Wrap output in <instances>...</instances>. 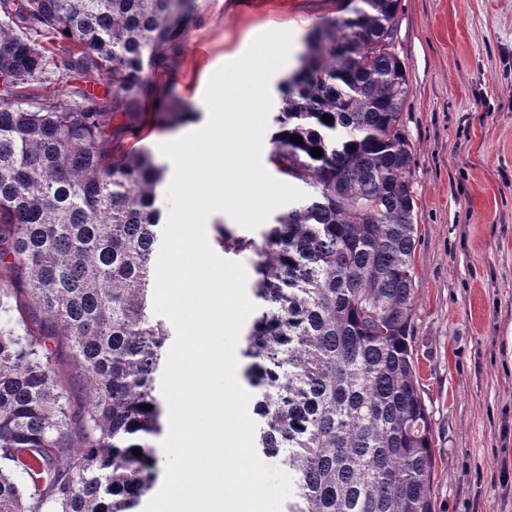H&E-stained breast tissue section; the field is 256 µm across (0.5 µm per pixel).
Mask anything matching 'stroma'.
<instances>
[{"mask_svg": "<svg viewBox=\"0 0 512 512\" xmlns=\"http://www.w3.org/2000/svg\"><path fill=\"white\" fill-rule=\"evenodd\" d=\"M346 0H193L185 32L146 103L144 145L189 125H155L163 99L203 122L213 73L253 40L293 41L272 98L312 30L347 14ZM395 50L410 94L402 122L413 152L417 224L412 350L430 412L436 512H512V0H400Z\"/></svg>", "mask_w": 512, "mask_h": 512, "instance_id": "35a3bbf8", "label": "stroma"}]
</instances>
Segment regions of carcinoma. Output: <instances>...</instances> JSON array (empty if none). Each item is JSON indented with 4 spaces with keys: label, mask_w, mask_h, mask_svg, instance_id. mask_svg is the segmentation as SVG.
Segmentation results:
<instances>
[{
    "label": "carcinoma",
    "mask_w": 512,
    "mask_h": 512,
    "mask_svg": "<svg viewBox=\"0 0 512 512\" xmlns=\"http://www.w3.org/2000/svg\"><path fill=\"white\" fill-rule=\"evenodd\" d=\"M349 2L310 36L312 70L275 117L269 160L306 199L260 244L223 225L215 243L258 256L244 377L260 389L256 449L295 476L286 512H435L432 419L409 344L417 228L400 0ZM191 5L0 0V512H134L151 486L171 336L153 315L165 167L124 141L141 140L152 76ZM103 75L112 92L100 95L90 84ZM53 81L69 95H43ZM189 117L173 99L158 123ZM59 336L82 404L55 372Z\"/></svg>",
    "instance_id": "1"
}]
</instances>
